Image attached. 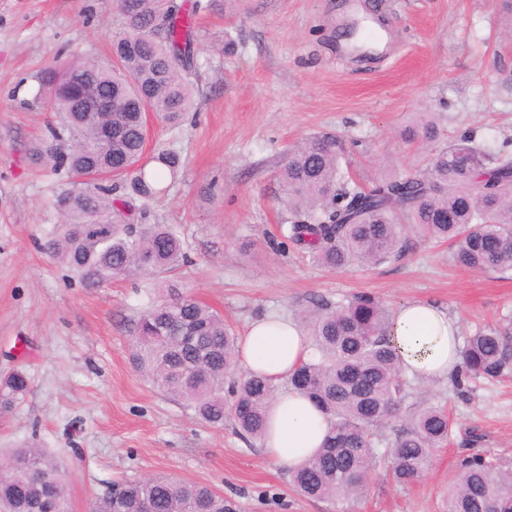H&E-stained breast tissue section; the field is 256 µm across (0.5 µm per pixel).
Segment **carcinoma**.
<instances>
[{
	"label": "carcinoma",
	"mask_w": 512,
	"mask_h": 512,
	"mask_svg": "<svg viewBox=\"0 0 512 512\" xmlns=\"http://www.w3.org/2000/svg\"><path fill=\"white\" fill-rule=\"evenodd\" d=\"M212 0H121L119 29L105 59L77 57L43 79L49 98L78 80L112 97L110 112L85 110L67 98L53 111L43 153L65 174L53 200L61 217L42 249L66 265L85 288L125 276L175 271L186 259L171 224H151L147 207L126 212L127 198L146 203L165 192L184 166L179 153L145 155L143 112L172 127L193 106L189 75L199 66L195 17ZM407 144L431 142L434 123L424 117L400 132ZM340 137L317 134L288 150L279 179L288 204L284 242L313 262L346 269L399 257L405 234L417 231L453 248L463 268L512 271V151L475 145L464 132L437 150L429 164L408 175L389 174L365 188L341 167ZM125 196H113V183ZM393 313L362 292L344 303L316 302L300 315L311 353L289 386L317 405L330 427L320 451L288 470L292 486L315 499L359 497L379 464L395 483L422 478L434 448L448 441L452 422L445 408L426 406L379 448L378 431L406 399V375L390 330ZM238 336L224 317L189 292L167 286L150 299L134 329L130 359L154 386L190 408L209 426L234 420L240 433L262 439L276 388L260 374L231 380ZM512 376V323L487 325L469 336L448 383L461 394L477 378ZM16 370L0 379V407L10 408L29 391ZM0 472V512H69L66 485L53 458L37 447L18 448ZM93 512H236L233 501L212 487L170 476L118 482ZM447 512H512V472L479 455L466 456L448 488Z\"/></svg>",
	"instance_id": "1"
}]
</instances>
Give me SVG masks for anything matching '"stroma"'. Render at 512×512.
<instances>
[{"instance_id":"35a3bbf8","label":"stroma","mask_w":512,"mask_h":512,"mask_svg":"<svg viewBox=\"0 0 512 512\" xmlns=\"http://www.w3.org/2000/svg\"><path fill=\"white\" fill-rule=\"evenodd\" d=\"M361 14L386 32L381 50L341 46ZM115 29L114 0H0V376L21 368L31 381L0 415V453L43 448L67 481L71 512H91L116 481L153 474L208 484L237 512H444L466 455L512 469V378L475 380L466 400L447 380H411L403 415L442 404L453 423L429 475L401 486L380 467L365 497L334 504L296 494L260 441L229 419L200 424L134 368L128 344L157 280L86 289L39 247L57 221L61 183L40 154L52 119L41 79L65 55L106 57ZM195 34V108L175 129L151 121L147 141L185 159L149 205L156 223L179 227L188 262L172 279L181 290L240 333L259 314L293 319L362 291L392 310L442 303L464 337L512 318V278L454 266L448 244L413 232L399 258L345 270L279 245L288 221L279 169L309 135L342 138L362 184L424 168L469 130L480 146H512L507 0H214ZM423 112L436 143H404L400 131Z\"/></svg>"}]
</instances>
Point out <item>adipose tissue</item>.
Instances as JSON below:
<instances>
[{"instance_id":"obj_1","label":"adipose tissue","mask_w":512,"mask_h":512,"mask_svg":"<svg viewBox=\"0 0 512 512\" xmlns=\"http://www.w3.org/2000/svg\"><path fill=\"white\" fill-rule=\"evenodd\" d=\"M391 334L406 375L424 382L448 376L460 360L459 325L447 308L432 301L400 305ZM239 362L250 372L281 385L307 359L309 347L297 322L274 313L255 318L239 338ZM263 452L287 467L303 464L322 447L327 416L305 396L279 390L267 410Z\"/></svg>"}]
</instances>
